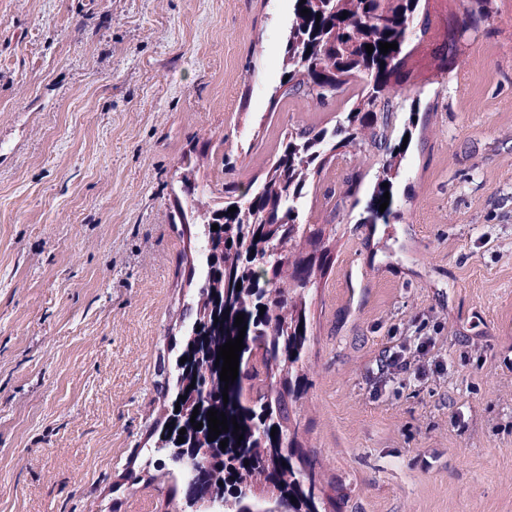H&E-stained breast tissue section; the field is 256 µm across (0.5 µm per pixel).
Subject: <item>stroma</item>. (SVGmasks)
<instances>
[{"mask_svg":"<svg viewBox=\"0 0 512 512\" xmlns=\"http://www.w3.org/2000/svg\"><path fill=\"white\" fill-rule=\"evenodd\" d=\"M290 7L0 0V512H183L172 479L112 489L190 289L181 177L222 206L288 128L348 110L272 102ZM461 50L449 74L430 44L410 60L389 215L371 158L326 166L305 205L336 227L297 404L328 512H512V0ZM423 336L425 375H379Z\"/></svg>","mask_w":512,"mask_h":512,"instance_id":"obj_1","label":"stroma"}]
</instances>
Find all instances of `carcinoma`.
<instances>
[{
	"mask_svg": "<svg viewBox=\"0 0 512 512\" xmlns=\"http://www.w3.org/2000/svg\"><path fill=\"white\" fill-rule=\"evenodd\" d=\"M284 39L283 75L274 98L305 97L321 104L348 96L350 108L344 121L332 128L293 127L284 133L279 150L263 180L242 188L224 185V206L208 215L194 217L202 203L179 209L182 224H216V246L224 258L223 299L213 304L205 299L213 284L199 276L196 296L188 310L201 311L197 345L201 360H192L181 373L187 399L186 410H198L196 420L209 432L207 412L214 409L227 417L222 436L241 444L224 451V472L238 480V495L224 494V512H254L258 503L246 493L252 479L261 475L273 480L279 499L288 501V512H323V490L316 472V455L301 450L297 437L300 420L290 410L303 395L302 367L311 344L308 311L310 285L323 272L329 258V242L336 233L331 224H309L303 219L305 200L314 189L313 178L332 160L347 161L372 147L390 152L374 188L377 204L392 191V170L404 155L403 142L395 139V113H415L394 103L398 88L415 76L405 57L408 45L434 37L429 23H420L427 13V0H292ZM461 31H478L493 10V0H458ZM308 9L305 15L301 10ZM348 15H343V12ZM395 42L398 49L379 51V42ZM373 52H366V45ZM458 43L434 51L436 69L450 71L458 55ZM363 87L353 92V86ZM387 186H382V183ZM234 207L236 211L228 212ZM241 289H236V285ZM264 313H259L260 307ZM247 325L244 348L239 352L237 379L220 380L222 366L215 365L219 347L238 337L237 315ZM175 375L168 358L161 356L157 390L163 421L170 423L169 390ZM228 402H223V391ZM239 431H234L232 421ZM277 434H271L272 428ZM144 470L167 473L162 453L134 451Z\"/></svg>",
	"mask_w": 512,
	"mask_h": 512,
	"instance_id": "obj_1",
	"label": "carcinoma"
}]
</instances>
